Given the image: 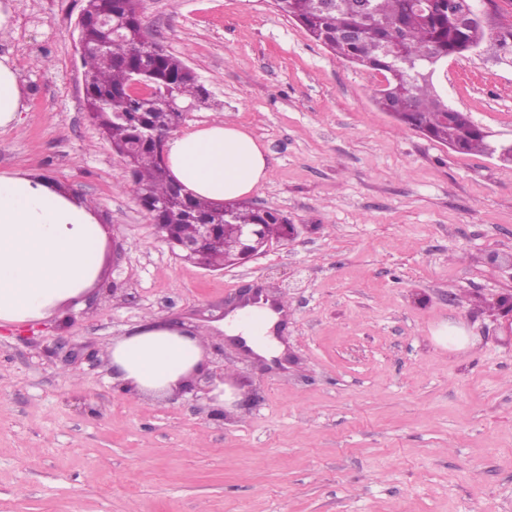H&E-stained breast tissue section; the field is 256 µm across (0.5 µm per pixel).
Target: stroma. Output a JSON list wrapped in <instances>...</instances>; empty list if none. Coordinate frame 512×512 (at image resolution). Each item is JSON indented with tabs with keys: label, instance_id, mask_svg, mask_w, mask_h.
<instances>
[{
	"label": "stroma",
	"instance_id": "35a3bbf8",
	"mask_svg": "<svg viewBox=\"0 0 512 512\" xmlns=\"http://www.w3.org/2000/svg\"><path fill=\"white\" fill-rule=\"evenodd\" d=\"M12 3L0 58L26 110L0 130V173L94 205L115 256L84 308L0 326V512H512V313L494 307L512 294V164L398 123L373 101L381 74L270 0H141L150 37L210 92L182 130L245 125L271 168L249 203L303 227L209 272L158 237L88 117L86 0ZM434 82L512 139V65L492 43ZM244 286L286 304L295 363L265 371L224 347L217 317ZM148 317L212 330L206 370L241 381L237 405L119 390L103 356ZM458 329L467 350L440 338Z\"/></svg>",
	"mask_w": 512,
	"mask_h": 512
}]
</instances>
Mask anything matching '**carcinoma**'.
<instances>
[{
    "mask_svg": "<svg viewBox=\"0 0 512 512\" xmlns=\"http://www.w3.org/2000/svg\"><path fill=\"white\" fill-rule=\"evenodd\" d=\"M140 0H112L116 20L128 26L126 38L114 39L102 50L99 29L87 21L82 35L92 50L81 56L86 77L88 116L102 139L131 172L139 204L147 219L167 227L170 238L190 237L198 224L215 225V242L190 258L199 267L224 269L236 247L241 224H262L269 240L288 237L292 221L274 209L245 202L216 203L183 192L175 195L162 150L143 138L149 130L171 132L184 116L127 92L132 69L154 70V80L183 99H199L208 90L186 72L188 65L169 52L155 51L144 40ZM277 11L297 22L310 38L340 61L379 72L383 82L374 90L375 104L396 120L428 138L464 154L490 155L489 134L467 112L444 101L435 83L436 65L472 52L493 40L499 59L512 62V25L499 23L490 32L477 16L480 0H275ZM359 30L356 40L341 37Z\"/></svg>",
    "mask_w": 512,
    "mask_h": 512,
    "instance_id": "carcinoma-1",
    "label": "carcinoma"
}]
</instances>
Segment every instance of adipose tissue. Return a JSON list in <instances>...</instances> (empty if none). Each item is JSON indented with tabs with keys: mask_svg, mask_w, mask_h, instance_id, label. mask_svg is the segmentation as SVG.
I'll return each instance as SVG.
<instances>
[{
	"mask_svg": "<svg viewBox=\"0 0 512 512\" xmlns=\"http://www.w3.org/2000/svg\"><path fill=\"white\" fill-rule=\"evenodd\" d=\"M25 110L18 71L0 59V129ZM170 177L195 196L241 199L269 177L260 143L241 124L223 121L171 137ZM108 229L94 207L40 175L0 174V325L34 324L80 305L99 284ZM205 339L154 319L109 350L114 379L163 397L200 363Z\"/></svg>",
	"mask_w": 512,
	"mask_h": 512,
	"instance_id": "1",
	"label": "adipose tissue"
}]
</instances>
